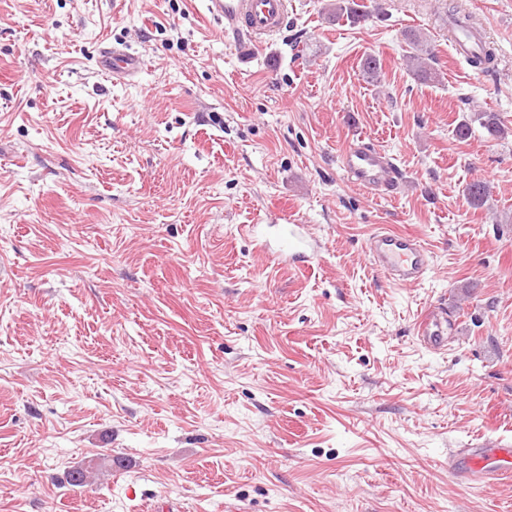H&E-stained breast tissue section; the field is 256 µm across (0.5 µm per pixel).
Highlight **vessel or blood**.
I'll return each instance as SVG.
<instances>
[{
    "label": "vessel or blood",
    "mask_w": 512,
    "mask_h": 512,
    "mask_svg": "<svg viewBox=\"0 0 512 512\" xmlns=\"http://www.w3.org/2000/svg\"><path fill=\"white\" fill-rule=\"evenodd\" d=\"M204 6L207 16L223 25L225 38L244 58L251 57L265 37L278 33L288 18V0H204ZM140 68L141 60L135 54L111 47L100 52V70L113 81H126ZM338 163L351 184L375 196L391 194L402 179L386 151L366 137L353 140L339 154ZM304 244L300 235L290 233L278 253L293 261H308ZM366 256L372 267L397 286L422 279L431 267V257L416 236L384 228L369 236ZM417 328L428 347L440 350L446 346L448 322L436 311L422 316ZM448 468L467 485L511 477L512 444L451 449Z\"/></svg>",
    "instance_id": "vessel-or-blood-1"
}]
</instances>
